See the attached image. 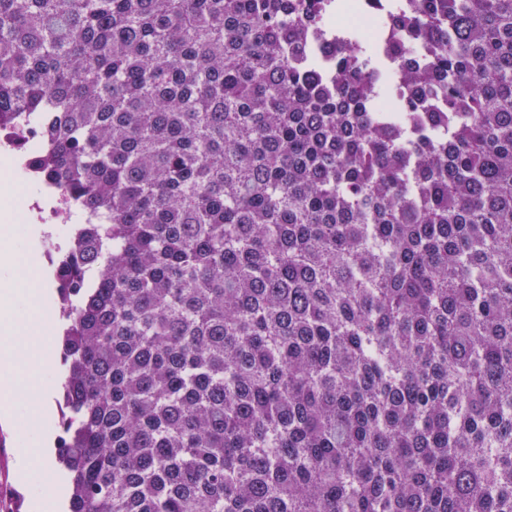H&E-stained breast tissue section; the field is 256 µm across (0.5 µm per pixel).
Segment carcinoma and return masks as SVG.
<instances>
[{
  "mask_svg": "<svg viewBox=\"0 0 512 512\" xmlns=\"http://www.w3.org/2000/svg\"><path fill=\"white\" fill-rule=\"evenodd\" d=\"M340 2L0 0L68 512H512V0ZM361 0H345V7L340 12L346 24H356L363 32L364 39L377 41L380 30L382 29L381 21L378 15H372L363 12L359 8ZM48 219L52 224L56 225L52 226L53 231L51 233L43 234L34 242L33 251L42 262L37 270L48 278L53 288L55 265L47 262V255L51 253L54 257V262H56L62 256L61 250H64L68 237L67 230L63 231L60 226V224L66 225L60 211L54 212L51 210ZM56 284H57V282H56ZM57 287H58V284L56 285V288ZM56 288H54V295H53V298H52V311H53V315H54L55 321L57 323L56 336H58V345H57L58 358L55 361V363L52 365V372H53L55 380L58 383V386H57V390H56L55 397H54L55 406H56L55 413L52 416V418L49 420L48 429L53 434L54 439L56 440V443H57V439H58L59 435H61V433H62L61 432L60 423H59V421H60V408H59L58 401L61 399L60 398V388H61V382L63 380L64 373H65V367L63 366V364L61 362V354H60L61 353V347L59 345V339H60V336H61L60 335L61 334V323H60V320H59L58 310H57V293H56ZM59 349H60V351H59Z\"/></svg>",
  "mask_w": 512,
  "mask_h": 512,
  "instance_id": "carcinoma-1",
  "label": "carcinoma"
}]
</instances>
